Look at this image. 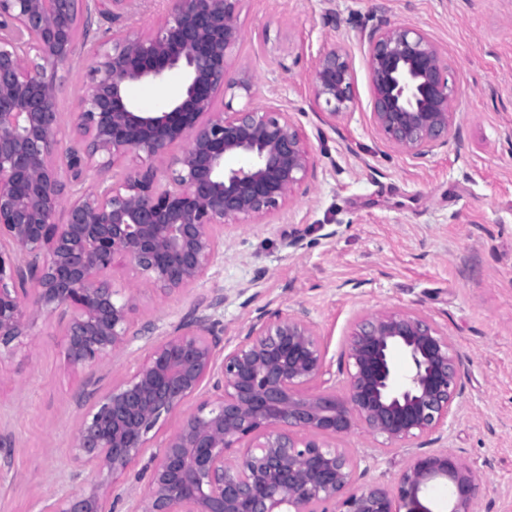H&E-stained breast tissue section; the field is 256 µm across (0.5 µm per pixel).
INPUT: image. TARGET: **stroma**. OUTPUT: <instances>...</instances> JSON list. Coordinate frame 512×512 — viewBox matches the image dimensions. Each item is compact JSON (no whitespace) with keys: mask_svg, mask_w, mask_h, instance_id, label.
Masks as SVG:
<instances>
[{"mask_svg":"<svg viewBox=\"0 0 512 512\" xmlns=\"http://www.w3.org/2000/svg\"><path fill=\"white\" fill-rule=\"evenodd\" d=\"M380 4L391 24L434 40L459 89L460 140L424 161L391 148L370 121L369 62L358 37ZM169 8V0H137L119 20L94 15L98 33L77 43L58 90L59 150L73 144L97 42L114 27L148 35ZM332 14L338 24H329ZM239 23L231 67L249 69L253 87L232 106L294 114L310 147L311 189L275 217L228 227L206 278L166 297L144 290L135 320L165 334L217 292L224 304L210 316L231 347L261 309L302 306L341 384L357 316L421 312L448 333L462 377L447 433L420 450L451 454L479 473L477 512H512V0H241ZM334 45L349 50L356 86L349 113L336 119L318 112L311 89L320 53ZM182 83L174 71L159 84H130L127 96L160 112ZM32 333L0 361V437L12 444L0 512H40L47 494L73 490V441L87 408L79 388L89 379L107 390L146 349L137 341L88 377L68 366L53 321L39 320ZM338 444L356 461L358 483L388 487L420 451L384 450L360 429Z\"/></svg>","mask_w":512,"mask_h":512,"instance_id":"stroma-1","label":"stroma"}]
</instances>
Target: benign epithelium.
<instances>
[{
    "mask_svg": "<svg viewBox=\"0 0 512 512\" xmlns=\"http://www.w3.org/2000/svg\"><path fill=\"white\" fill-rule=\"evenodd\" d=\"M131 2L0 0V357L44 316L58 319L75 370L127 350L138 339L142 289H114V267L164 294L190 288L212 266L224 226L276 216L311 175L307 137L290 113L215 109L218 95L253 86L250 73H229L241 0H172L150 36L117 32L100 43L65 156L75 182L86 165L108 170L128 159L134 168L118 184L68 188L56 151L58 72L91 11L119 18ZM359 42L370 62V119L385 142L420 160L459 141V92L422 30L381 15ZM173 70L184 84L167 110L129 103V84L161 83ZM311 84L319 111L347 114L350 53L325 49ZM239 158L245 164L230 165ZM222 343L216 324L193 312L109 390L81 388L89 408L74 439L75 489L41 512H112L117 483L144 457L143 491L127 512H397L395 501L414 502L438 476L454 487L448 512H474L481 478L448 453L414 456L390 490L356 484L355 461L335 444L357 427L386 448L448 429L460 361L427 316L358 317L340 393L325 387L326 350L303 309L263 310L221 356ZM398 356L408 365L400 381ZM192 399L195 409L145 456L150 432Z\"/></svg>",
    "mask_w": 512,
    "mask_h": 512,
    "instance_id": "1",
    "label": "benign epithelium"
}]
</instances>
